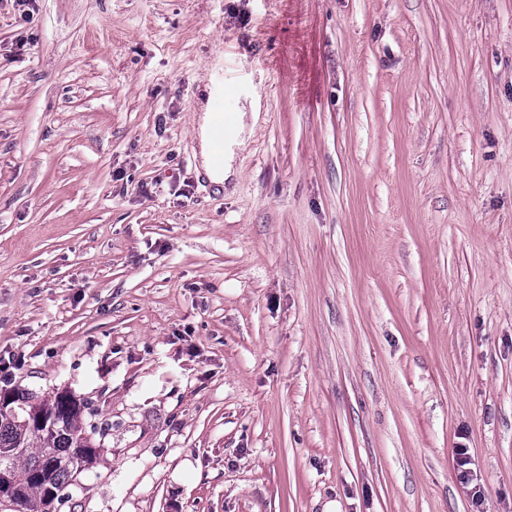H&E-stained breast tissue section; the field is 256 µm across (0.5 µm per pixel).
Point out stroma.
<instances>
[{
	"label": "stroma",
	"mask_w": 512,
	"mask_h": 512,
	"mask_svg": "<svg viewBox=\"0 0 512 512\" xmlns=\"http://www.w3.org/2000/svg\"><path fill=\"white\" fill-rule=\"evenodd\" d=\"M17 387L98 448L53 512H512V0H0ZM199 90L196 102V112H198L196 123L201 168L211 182L224 186V182L229 177L231 171L230 156L228 153L224 155L223 138L217 147V157L219 160L224 159V161L221 164H217L213 159V144L219 134V125L213 112L222 119L224 127L226 115L230 113H224V110L230 106L231 102L224 98V91L213 102L214 97L218 93V88L211 81L210 84H205Z\"/></svg>",
	"instance_id": "35a3bbf8"
}]
</instances>
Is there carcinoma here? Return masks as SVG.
<instances>
[{"instance_id": "cac0c4a2", "label": "carcinoma", "mask_w": 512, "mask_h": 512, "mask_svg": "<svg viewBox=\"0 0 512 512\" xmlns=\"http://www.w3.org/2000/svg\"><path fill=\"white\" fill-rule=\"evenodd\" d=\"M13 412H0V453L21 487L15 512H45L51 495L58 494L74 472L90 464V437L81 425V404L71 393L58 392L41 399L24 390L9 394ZM33 412L48 416V428L33 432L22 421ZM41 469L48 480L34 479Z\"/></svg>"}]
</instances>
